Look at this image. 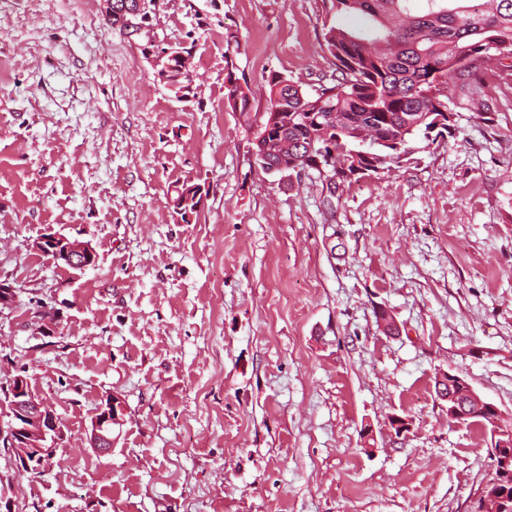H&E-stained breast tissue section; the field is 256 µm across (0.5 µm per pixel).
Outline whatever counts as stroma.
I'll use <instances>...</instances> for the list:
<instances>
[{"label":"stroma","mask_w":512,"mask_h":512,"mask_svg":"<svg viewBox=\"0 0 512 512\" xmlns=\"http://www.w3.org/2000/svg\"><path fill=\"white\" fill-rule=\"evenodd\" d=\"M336 25L365 19L332 0H156L130 36L101 0H0V279L21 290L0 378L25 372L66 432L36 478L0 450V512H477L491 436L449 421L435 384L458 371L512 414V58L476 96L452 91L454 135L332 194L316 171L259 168L224 65L260 111L269 73L314 93ZM188 41L178 100L151 60ZM186 181L203 196L187 223ZM49 234L95 266L50 262ZM47 297L51 338L27 326ZM234 69H236V67L234 66L233 60L230 58L226 59L224 66V103L231 111L245 114L254 109L250 97V89L245 80V88L241 84L232 81V77L235 74ZM35 249L56 264H66L70 269L83 271L96 260L92 247L79 240H70L61 235H48L35 242ZM118 410H121L118 401L114 397L107 398L92 419L88 441L99 453L112 451V425L120 422Z\"/></svg>","instance_id":"obj_1"}]
</instances>
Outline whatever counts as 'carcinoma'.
<instances>
[{"label":"carcinoma","mask_w":512,"mask_h":512,"mask_svg":"<svg viewBox=\"0 0 512 512\" xmlns=\"http://www.w3.org/2000/svg\"><path fill=\"white\" fill-rule=\"evenodd\" d=\"M338 14L359 13L364 29L330 27L326 51L335 75L308 94L284 75L267 76L266 111L281 115L269 140L288 141V161L318 169L340 183L378 175L402 163L418 136L430 141L452 133L434 129L432 112L448 109V84L465 80L476 93L490 51L512 55V0H332ZM224 103L243 114L254 109L250 89L232 81L234 63L224 53ZM308 112H345L357 127L317 139L308 149Z\"/></svg>","instance_id":"obj_1"}]
</instances>
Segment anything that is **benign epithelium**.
Listing matches in <instances>:
<instances>
[{
  "label": "benign epithelium",
  "instance_id": "1",
  "mask_svg": "<svg viewBox=\"0 0 512 512\" xmlns=\"http://www.w3.org/2000/svg\"><path fill=\"white\" fill-rule=\"evenodd\" d=\"M105 16L116 19L114 27L124 31L139 32L149 21L146 0H102ZM182 64L180 72L192 75L188 71L191 58L185 52V45L179 43L161 49L152 60L156 75L168 90L181 97L178 85L168 80L174 71L175 63ZM310 120L322 130L334 131L348 123V114L344 112H311ZM35 249L56 265H67L70 269L83 271L96 260L92 247L79 240H71L61 235H48L35 242ZM18 303V288L6 280H0V314L13 311ZM36 334L49 336L55 333L57 320L54 312L46 306H40L32 322ZM453 383L441 391V397L448 402V418L466 422L475 417L481 424L491 429L495 447L490 456L493 467L499 472L512 475V424L493 403L482 399L470 383L457 373L442 372L438 382L447 379ZM121 406L110 397L98 408L92 422L88 441L92 448L100 453L112 451V425L120 422L118 410ZM8 418L7 427L0 430V443L8 448L16 462L24 463L28 470L37 474L56 456L63 441V429L59 418L46 401L38 398L31 390L28 378L16 374L0 382V415ZM483 512H506L507 492L501 489V482L491 480L481 490Z\"/></svg>",
  "mask_w": 512,
  "mask_h": 512
}]
</instances>
